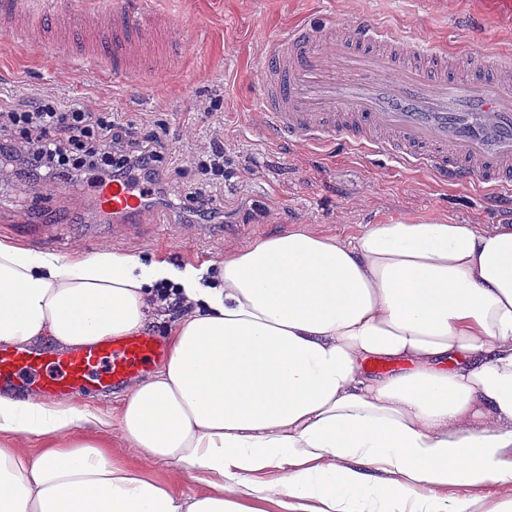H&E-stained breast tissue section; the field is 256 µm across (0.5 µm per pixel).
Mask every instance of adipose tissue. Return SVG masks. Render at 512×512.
Listing matches in <instances>:
<instances>
[{"mask_svg": "<svg viewBox=\"0 0 512 512\" xmlns=\"http://www.w3.org/2000/svg\"><path fill=\"white\" fill-rule=\"evenodd\" d=\"M170 283L188 311L112 419L0 393V512H237L225 490L273 464L288 479L262 491L288 512H478L434 488L512 484V225L372 224L344 241L288 230L180 270L0 239V345L138 334ZM372 360L393 372L368 373ZM31 438L46 441L39 455L20 449ZM156 462L210 494H176Z\"/></svg>", "mask_w": 512, "mask_h": 512, "instance_id": "ef3b65f1", "label": "adipose tissue"}]
</instances>
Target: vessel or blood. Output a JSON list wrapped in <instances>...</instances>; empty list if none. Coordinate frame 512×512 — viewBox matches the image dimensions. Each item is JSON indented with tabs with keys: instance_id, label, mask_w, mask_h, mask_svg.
<instances>
[{
	"instance_id": "vessel-or-blood-1",
	"label": "vessel or blood",
	"mask_w": 512,
	"mask_h": 512,
	"mask_svg": "<svg viewBox=\"0 0 512 512\" xmlns=\"http://www.w3.org/2000/svg\"><path fill=\"white\" fill-rule=\"evenodd\" d=\"M43 0H0V19L41 10ZM162 16L112 10L115 46L95 45L91 68L111 61L113 79L145 73L130 50L149 41ZM469 77L448 68L431 42L331 18L295 26L277 38L264 64L257 105L268 135L280 143L360 144L408 168L431 170L451 184H481L512 199V62L472 53ZM100 210L113 224L138 220L148 199L127 184L99 188ZM164 355L153 337L132 335L59 353L0 346V384L65 400L86 388L121 389Z\"/></svg>"
}]
</instances>
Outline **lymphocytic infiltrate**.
<instances>
[{"label":"lymphocytic infiltrate","mask_w":512,"mask_h":512,"mask_svg":"<svg viewBox=\"0 0 512 512\" xmlns=\"http://www.w3.org/2000/svg\"><path fill=\"white\" fill-rule=\"evenodd\" d=\"M167 144L116 129L108 112L83 103L58 110L44 103L19 111L0 106V164L20 168L32 183L58 177H91L94 182L153 179Z\"/></svg>","instance_id":"lymphocytic-infiltrate-1"}]
</instances>
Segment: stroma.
Masks as SVG:
<instances>
[{
  "label": "stroma",
  "instance_id": "obj_1",
  "mask_svg": "<svg viewBox=\"0 0 512 512\" xmlns=\"http://www.w3.org/2000/svg\"><path fill=\"white\" fill-rule=\"evenodd\" d=\"M166 17L168 25L148 77L117 88L110 78L79 68L75 50L96 42L97 29L68 30L51 55L25 51L0 32V103L35 99L61 107L80 101L116 122L154 130L168 144L158 188L134 231L102 226L89 188L58 180L36 187L16 170L0 169V238L22 241L20 228L41 224L63 242L60 256L119 248L157 254L175 267L223 260L225 254L285 228H304L340 240L369 224L437 220L449 224H512V205L479 185L440 183L426 171L350 146L281 145L253 110L263 63L286 28L331 16L413 39H429L457 59L475 49L512 54V0H124ZM224 137V182L215 190L223 224H207L189 197L201 184L190 157L213 134ZM164 214L165 223L154 221ZM288 476L287 465L254 473L252 487L229 492L239 512H286L257 488ZM441 499L476 500L495 512L512 500V485L435 488Z\"/></svg>",
  "mask_w": 512,
  "mask_h": 512
}]
</instances>
